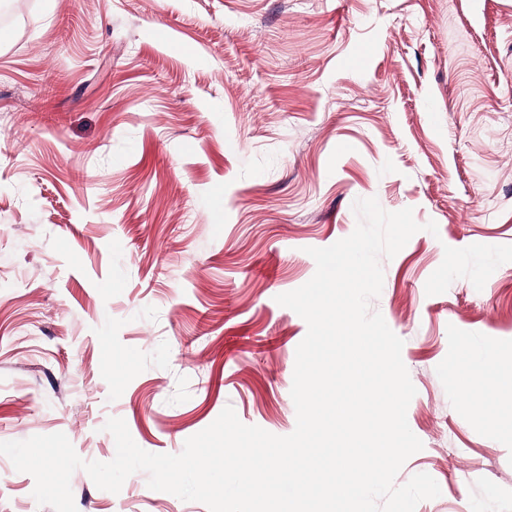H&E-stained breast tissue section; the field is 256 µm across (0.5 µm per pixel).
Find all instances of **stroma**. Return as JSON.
Here are the masks:
<instances>
[{
  "instance_id": "obj_1",
  "label": "stroma",
  "mask_w": 512,
  "mask_h": 512,
  "mask_svg": "<svg viewBox=\"0 0 512 512\" xmlns=\"http://www.w3.org/2000/svg\"><path fill=\"white\" fill-rule=\"evenodd\" d=\"M0 24V441L108 418L177 454L225 407L286 436L306 322L276 297L377 198L435 221L370 303L403 342L416 512H512V0H14ZM71 477L77 512H209ZM0 455V512L38 505ZM500 389L501 384L498 381L489 382L483 370L472 369L462 386V391L469 396L468 414L483 412L485 407L496 399Z\"/></svg>"
}]
</instances>
